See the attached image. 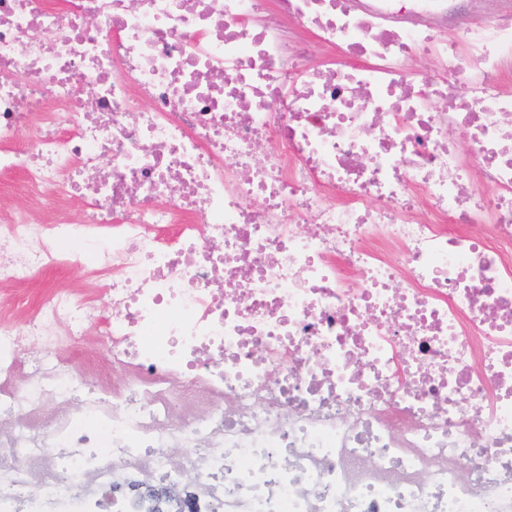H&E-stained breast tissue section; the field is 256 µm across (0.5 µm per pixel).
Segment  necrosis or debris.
Listing matches in <instances>:
<instances>
[{
	"label": "necrosis or debris",
	"mask_w": 512,
	"mask_h": 512,
	"mask_svg": "<svg viewBox=\"0 0 512 512\" xmlns=\"http://www.w3.org/2000/svg\"><path fill=\"white\" fill-rule=\"evenodd\" d=\"M479 2L0 0V171L58 206L6 215L0 283L86 240L103 279L0 315V512H512V14Z\"/></svg>",
	"instance_id": "1"
}]
</instances>
